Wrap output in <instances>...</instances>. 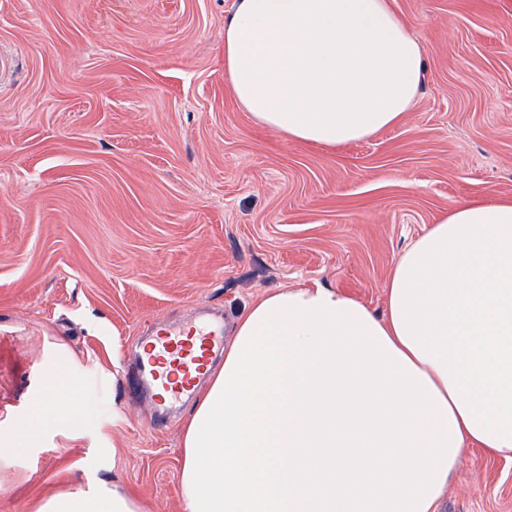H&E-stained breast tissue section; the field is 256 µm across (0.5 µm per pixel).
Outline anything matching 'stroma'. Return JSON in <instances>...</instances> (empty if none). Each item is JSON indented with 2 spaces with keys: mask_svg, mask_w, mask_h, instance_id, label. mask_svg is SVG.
<instances>
[{
  "mask_svg": "<svg viewBox=\"0 0 512 512\" xmlns=\"http://www.w3.org/2000/svg\"><path fill=\"white\" fill-rule=\"evenodd\" d=\"M234 0H0V434L68 356L72 427L0 455V512L113 488L185 512L186 408L159 429L118 367L158 321L225 324L324 283L384 308L452 205L512 197V0H393L425 50L398 126L342 147L263 127L227 90ZM440 512H512V461L461 459Z\"/></svg>",
  "mask_w": 512,
  "mask_h": 512,
  "instance_id": "35a3bbf8",
  "label": "stroma"
}]
</instances>
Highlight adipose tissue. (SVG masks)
Here are the masks:
<instances>
[{"mask_svg":"<svg viewBox=\"0 0 512 512\" xmlns=\"http://www.w3.org/2000/svg\"><path fill=\"white\" fill-rule=\"evenodd\" d=\"M424 49L392 0H235L224 76L301 144L401 123ZM0 452L75 413L68 363ZM512 458V198L453 205L399 253L376 312L313 283L253 301L186 415L185 512H438L463 454ZM39 512H140L61 493Z\"/></svg>","mask_w":512,"mask_h":512,"instance_id":"obj_1","label":"adipose tissue"}]
</instances>
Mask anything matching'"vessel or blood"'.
Returning <instances> with one entry per match:
<instances>
[{"label": "vessel or blood", "instance_id": "1", "mask_svg": "<svg viewBox=\"0 0 512 512\" xmlns=\"http://www.w3.org/2000/svg\"><path fill=\"white\" fill-rule=\"evenodd\" d=\"M224 352V324L213 319L151 327L146 353L136 355L129 376L135 398L146 401L154 414L167 413L190 398Z\"/></svg>", "mask_w": 512, "mask_h": 512}]
</instances>
